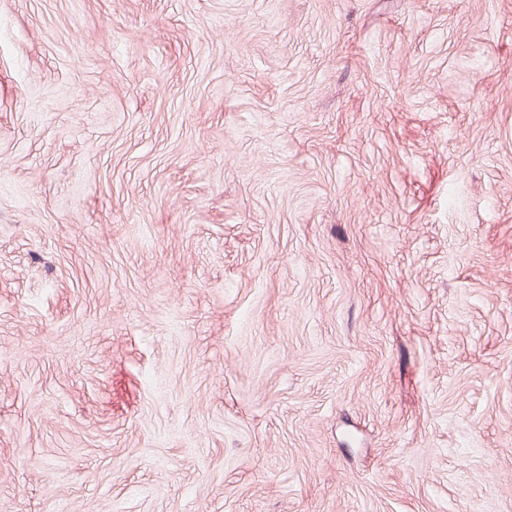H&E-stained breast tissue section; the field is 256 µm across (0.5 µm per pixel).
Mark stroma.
Segmentation results:
<instances>
[{
  "label": "stroma",
  "mask_w": 512,
  "mask_h": 512,
  "mask_svg": "<svg viewBox=\"0 0 512 512\" xmlns=\"http://www.w3.org/2000/svg\"><path fill=\"white\" fill-rule=\"evenodd\" d=\"M0 512H512V0H0Z\"/></svg>",
  "instance_id": "1"
}]
</instances>
